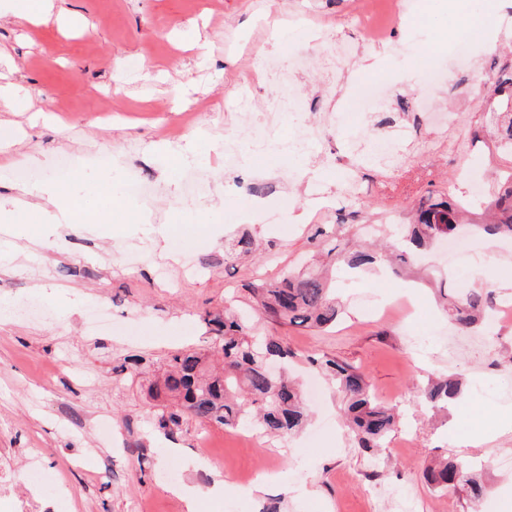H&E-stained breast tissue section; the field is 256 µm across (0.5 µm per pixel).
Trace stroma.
Masks as SVG:
<instances>
[{
  "label": "stroma",
  "instance_id": "1",
  "mask_svg": "<svg viewBox=\"0 0 512 512\" xmlns=\"http://www.w3.org/2000/svg\"><path fill=\"white\" fill-rule=\"evenodd\" d=\"M393 28L386 58L367 68V43L350 16L351 0H55L62 20L40 25L0 23V46L11 53L0 75L31 97L30 112L10 113L0 124L9 144L0 174V206L28 218L24 238L0 231V512L32 502L43 512H186L180 489L198 493L197 512H260L270 498L285 512H387L386 494L405 490L417 512H496L512 490V471L499 454L512 451V431L497 430L499 413L512 411V321L493 317L463 333L448 321L433 289L385 270L353 278L338 274L336 294L345 313L325 331L260 320V331L283 337L294 354L291 370L317 384L320 402L308 405L309 421L286 439L246 429L186 419L164 436L146 392L147 372L177 350L210 347L202 316L223 308L234 291L257 279L275 281L297 270L316 250L312 214L318 206L308 186L322 184L332 223L358 212L377 223L388 212L409 213L429 194L478 198L493 172L512 168L493 138L474 140L506 102L493 78L512 65V36L496 51L480 45L488 32L477 18L486 0H413ZM304 18L353 47L350 59L332 66L327 45L303 43L308 67L293 77L303 97L317 99L330 76L385 85L380 118L338 104L341 120L304 112L317 128L315 148L263 166L226 169L216 145L246 141L259 126L260 104L272 93L260 62L278 53L268 38L274 20ZM451 55L436 51V44ZM123 60L134 82L114 72ZM445 72L435 97L452 110L448 142L428 146V124L417 123L418 90L425 68ZM250 84L252 104L237 101ZM110 99L114 112L100 111ZM209 112L203 137L185 132L177 147L162 146L168 124L198 99ZM411 126L401 149L406 170L383 166L373 153L377 139ZM358 165L359 188L346 191L342 164ZM85 169L89 179H111L120 202L90 224L64 222L57 210L34 213L32 191L68 186L61 161ZM212 176L211 197L199 203L183 190L188 167ZM148 173L164 191L152 209L155 223L125 192L127 178ZM283 183L279 224L254 223L249 189L267 180ZM255 235L259 254L225 261L224 244L241 232ZM469 276L449 271L452 288H485L497 307H512L502 281L512 277V242L479 238ZM327 356L359 367L378 399L401 420L384 448H354L336 390L308 359ZM137 362L140 376H118V362ZM455 373L463 382L469 414L458 405L431 409L422 395L428 376ZM482 443L461 445L468 434ZM488 462L484 497L475 503L428 486L423 470L443 456ZM264 457L272 479L255 490L248 476ZM44 475L39 486L29 469ZM218 481L231 483L209 495Z\"/></svg>",
  "mask_w": 512,
  "mask_h": 512
}]
</instances>
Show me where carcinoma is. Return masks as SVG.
<instances>
[{
	"mask_svg": "<svg viewBox=\"0 0 512 512\" xmlns=\"http://www.w3.org/2000/svg\"><path fill=\"white\" fill-rule=\"evenodd\" d=\"M494 92L507 95V107L492 116L493 135L503 151L512 154V70L504 71L495 82ZM488 208L493 211L489 224L477 228L489 235L512 237V173L500 175L489 193ZM464 208L448 197L428 199L404 225L401 238L390 245L373 250L360 249L341 234V225L333 232V246L327 256L336 265L361 269L396 255L400 263L409 264L416 254L441 238L450 235L452 224L459 223ZM254 251L252 238L243 234L232 241L225 256L249 254ZM440 279V296L448 304L452 324L466 332L492 311V294L482 289L464 288L450 296ZM246 291L255 301L257 311L280 325L304 328H327L341 315L340 306L330 297V288L314 271L288 275L279 281L259 280ZM206 326L219 344L224 358L223 372L207 371L209 355L198 351H177L167 361L161 380L151 385L154 399L164 398L157 414L159 428L172 434L181 428L187 417L226 428L254 430L288 437L298 432L308 419V411L298 385L286 372L268 373L270 362L288 364L293 353L278 336H256L246 316H223L207 313ZM311 364L336 381L342 394L344 414L349 423L354 447L364 452L383 447L387 436L396 428L398 418L393 408L376 400L372 385L355 366L335 358H313ZM462 385L452 375L445 376L427 390L430 402L437 406L461 395ZM426 481L439 491H452L470 500L480 498L484 489L471 464L446 460L428 470Z\"/></svg>",
	"mask_w": 512,
	"mask_h": 512,
	"instance_id": "1",
	"label": "carcinoma"
}]
</instances>
